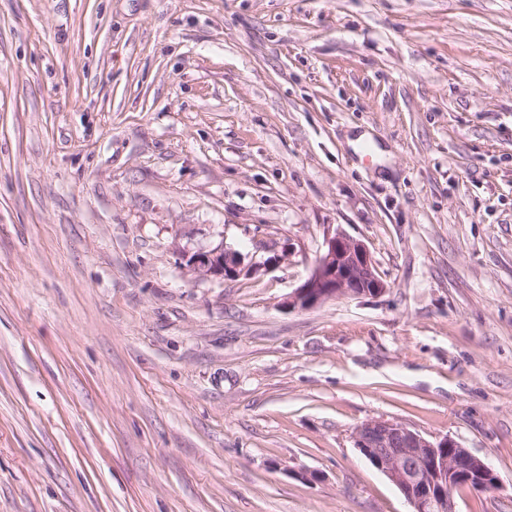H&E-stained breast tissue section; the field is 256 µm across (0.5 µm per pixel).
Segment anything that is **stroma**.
Instances as JSON below:
<instances>
[{
	"label": "stroma",
	"mask_w": 512,
	"mask_h": 512,
	"mask_svg": "<svg viewBox=\"0 0 512 512\" xmlns=\"http://www.w3.org/2000/svg\"><path fill=\"white\" fill-rule=\"evenodd\" d=\"M369 419L512 512V0H0V512H408ZM386 291L366 245L335 230L326 234L323 253L305 281L289 295L287 304L306 309L341 297H376ZM186 267L204 277L235 278L243 270V259L237 250L221 244L186 256ZM354 444L399 488L409 512H457V488L486 491L498 481L488 463L455 440L431 441L399 423L366 420L356 427Z\"/></svg>",
	"instance_id": "obj_1"
}]
</instances>
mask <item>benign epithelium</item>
<instances>
[{
  "mask_svg": "<svg viewBox=\"0 0 512 512\" xmlns=\"http://www.w3.org/2000/svg\"><path fill=\"white\" fill-rule=\"evenodd\" d=\"M186 267L204 277L235 278L243 270V259L221 244L186 257ZM386 291L366 245L336 230L326 234L323 253L288 296V306L306 309L341 297H376ZM354 444L399 488L410 512H457L456 489L486 491L498 481L488 463L455 440L445 436L431 441L399 423L366 420L356 427Z\"/></svg>",
  "mask_w": 512,
  "mask_h": 512,
  "instance_id": "1",
  "label": "benign epithelium"
}]
</instances>
